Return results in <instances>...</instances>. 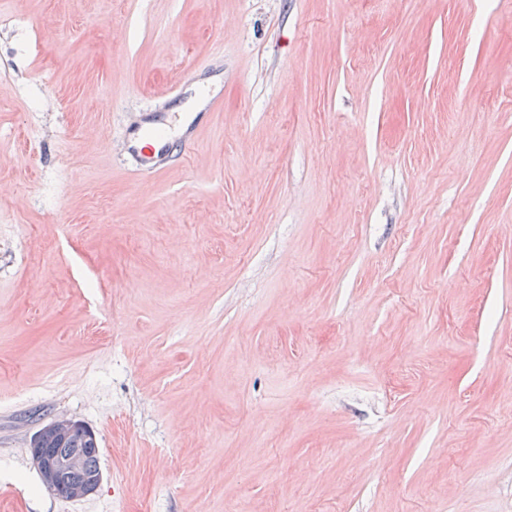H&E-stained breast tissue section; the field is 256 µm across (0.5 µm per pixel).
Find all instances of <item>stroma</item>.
<instances>
[{
  "instance_id": "1",
  "label": "stroma",
  "mask_w": 512,
  "mask_h": 512,
  "mask_svg": "<svg viewBox=\"0 0 512 512\" xmlns=\"http://www.w3.org/2000/svg\"><path fill=\"white\" fill-rule=\"evenodd\" d=\"M0 60V512H512V0H0ZM77 427L84 428L85 432ZM75 428L77 429L73 431ZM45 434L54 435L62 444L65 442L64 448H59L52 438H46L40 448V440ZM85 434L87 443L84 440ZM86 444L89 448H85ZM99 447L93 429L71 418H57L33 436L29 452L41 481L49 492L61 499L79 500L94 493L102 482V470L98 467L100 459L88 455L86 466L90 471L84 468L86 454L98 453ZM79 474L80 478L77 477Z\"/></svg>"
}]
</instances>
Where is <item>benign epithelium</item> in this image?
Returning <instances> with one entry per match:
<instances>
[{
	"instance_id": "7a95c632",
	"label": "benign epithelium",
	"mask_w": 512,
	"mask_h": 512,
	"mask_svg": "<svg viewBox=\"0 0 512 512\" xmlns=\"http://www.w3.org/2000/svg\"><path fill=\"white\" fill-rule=\"evenodd\" d=\"M84 427L87 447L42 448L43 435L51 434L61 441L77 427ZM29 452L46 489L65 500H79L94 493L102 482L101 469L88 471L84 459L88 453L99 452V441L93 429L71 418H57L41 428L31 439Z\"/></svg>"
}]
</instances>
